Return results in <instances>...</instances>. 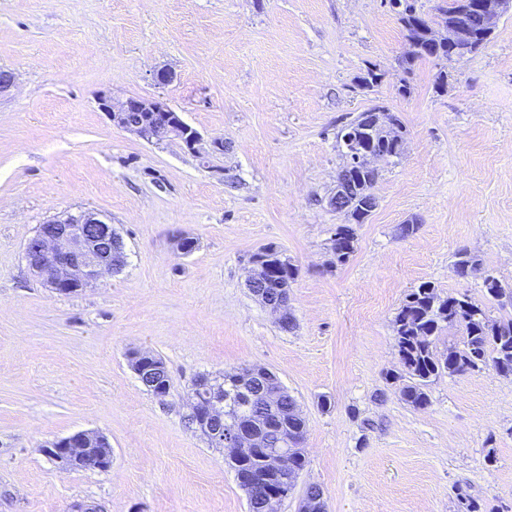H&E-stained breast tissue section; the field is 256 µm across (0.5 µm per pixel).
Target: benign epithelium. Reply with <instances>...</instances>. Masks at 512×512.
<instances>
[{
	"instance_id": "7a95c632",
	"label": "benign epithelium",
	"mask_w": 512,
	"mask_h": 512,
	"mask_svg": "<svg viewBox=\"0 0 512 512\" xmlns=\"http://www.w3.org/2000/svg\"><path fill=\"white\" fill-rule=\"evenodd\" d=\"M483 14L485 28L492 33L503 15L512 11V0H448V14L455 23L442 20L431 26V36L437 42L448 44L453 59L473 53L474 39L470 31L460 23L470 11ZM98 110L113 125L152 145L179 143L197 157L224 150V141H205L201 134L188 125L180 112L159 98L129 97L116 102L112 95L102 93L97 98ZM348 181L343 180L336 188L328 204L343 214L348 208ZM26 263L32 273L57 293L64 294L90 285L106 275L119 272L125 264L126 251L123 237L112 225V219L101 212L84 208L66 211L48 220V227L38 231L28 240L24 249ZM267 258L254 254L250 260L246 286L254 297L277 316L278 322L291 320L288 307L290 281L267 282L270 288L279 289L277 298L271 300L263 290L255 288ZM133 372L140 382L158 376L161 366L148 353L137 352ZM264 379L262 392L272 401L284 391L278 378L266 369L259 370ZM224 396L215 391L208 378L196 381L188 418L207 433L210 441L227 449L228 458L239 461L251 455L254 449L263 447L262 432L256 425L242 424L224 416ZM104 440L94 431H79L50 443L45 453L66 469L73 461H83L89 467L107 470L112 466V452L97 457L89 455V449ZM302 439L286 437L282 447L267 449L265 458L269 476L274 484L267 490L266 512H276L282 501L297 483L300 469L293 459L300 457Z\"/></svg>"
}]
</instances>
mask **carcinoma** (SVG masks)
I'll return each mask as SVG.
<instances>
[{
  "mask_svg": "<svg viewBox=\"0 0 512 512\" xmlns=\"http://www.w3.org/2000/svg\"><path fill=\"white\" fill-rule=\"evenodd\" d=\"M401 20L408 24L407 32L413 38L425 39L421 27L427 25L424 15L417 11L414 4H408V10L400 12ZM424 58L446 59L448 48L429 47L420 54L402 63L406 72H411L415 61ZM355 134L364 146L383 152L391 157L397 156L396 140L375 129L366 113L344 125L336 134L341 156L348 158V146L344 138ZM378 174L356 168L351 171L355 183V193L349 207L348 223L342 225V237L338 248L352 256L355 251V230L353 225L364 224L370 213L362 207L364 192L372 191ZM478 264L467 252L458 253L454 271L459 277H467L477 271ZM395 346L398 352L401 371L393 375L395 380H403L401 389L404 401L414 408H424L429 402L427 388L431 380L441 374H462L483 369L496 373L512 375V317L493 321L484 309L466 295H450L442 298L431 283H423L406 295L394 319ZM447 326H456L463 332L464 340L460 347H450L442 354L436 351L435 341ZM292 396L285 397L278 407L271 411L261 395L250 402H243L227 410L229 416L241 421L252 417H265L271 422V430L265 434L266 447L278 445L277 428L283 427L289 433L300 428L306 422L295 418L290 407ZM264 449H255L246 465L236 468L244 471L256 485L264 481Z\"/></svg>",
  "mask_w": 512,
  "mask_h": 512,
  "instance_id": "obj_1",
  "label": "carcinoma"
}]
</instances>
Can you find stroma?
I'll use <instances>...</instances> for the list:
<instances>
[{
	"label": "stroma",
	"mask_w": 512,
	"mask_h": 512,
	"mask_svg": "<svg viewBox=\"0 0 512 512\" xmlns=\"http://www.w3.org/2000/svg\"><path fill=\"white\" fill-rule=\"evenodd\" d=\"M408 49L385 0H0V69L16 75L0 98V512H248L224 449L187 421L199 376L244 367L273 372L306 420L278 512L311 485L327 512H512V376L440 375L422 409L389 378L395 314L422 283L512 316V13L468 59L406 75ZM160 67L175 74L163 88ZM370 67L383 79L360 90ZM103 91L162 98L224 149L204 167L147 144L98 110ZM375 105L404 125L403 154L380 163L378 206L334 265L336 133ZM81 208L111 217L126 264L59 294L24 248ZM266 245L298 268L289 331L245 286ZM461 250L478 263L466 278ZM487 273L504 298L487 299ZM137 350L165 362L166 397L130 369ZM80 430L107 436L110 469L45 455Z\"/></svg>",
	"instance_id": "35a3bbf8"
}]
</instances>
